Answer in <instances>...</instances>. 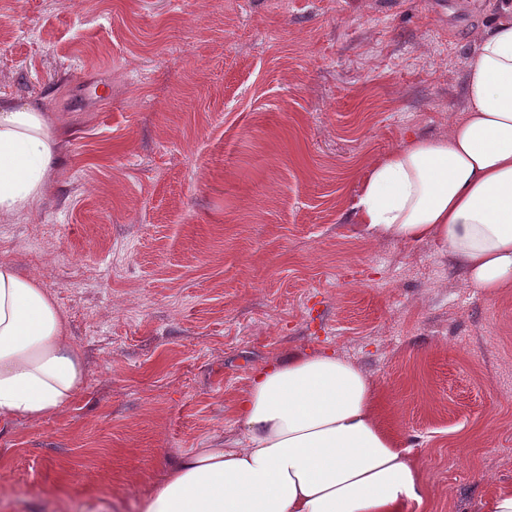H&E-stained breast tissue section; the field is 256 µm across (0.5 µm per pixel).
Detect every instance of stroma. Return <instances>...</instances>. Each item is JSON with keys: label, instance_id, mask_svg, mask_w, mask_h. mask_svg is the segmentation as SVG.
I'll list each match as a JSON object with an SVG mask.
<instances>
[{"label": "stroma", "instance_id": "1", "mask_svg": "<svg viewBox=\"0 0 512 512\" xmlns=\"http://www.w3.org/2000/svg\"><path fill=\"white\" fill-rule=\"evenodd\" d=\"M0 0V98L66 135L0 263L36 277L87 371L62 412L0 424V512H139L237 429L254 369L331 349L414 442L427 499L512 486V291L430 241L376 240L369 165L463 118L500 0Z\"/></svg>", "mask_w": 512, "mask_h": 512}]
</instances>
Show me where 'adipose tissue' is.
Instances as JSON below:
<instances>
[{
	"label": "adipose tissue",
	"instance_id": "adipose-tissue-1",
	"mask_svg": "<svg viewBox=\"0 0 512 512\" xmlns=\"http://www.w3.org/2000/svg\"><path fill=\"white\" fill-rule=\"evenodd\" d=\"M464 117L435 138L405 137L360 185L356 222L395 242H435L488 297L512 288V0L478 37ZM42 112L0 99V214L42 200L62 144ZM83 355L53 297L0 264V423L65 409ZM381 397L336 353L292 351L256 368L240 429L179 458L143 512H406L423 503L412 445L385 426Z\"/></svg>",
	"mask_w": 512,
	"mask_h": 512
}]
</instances>
